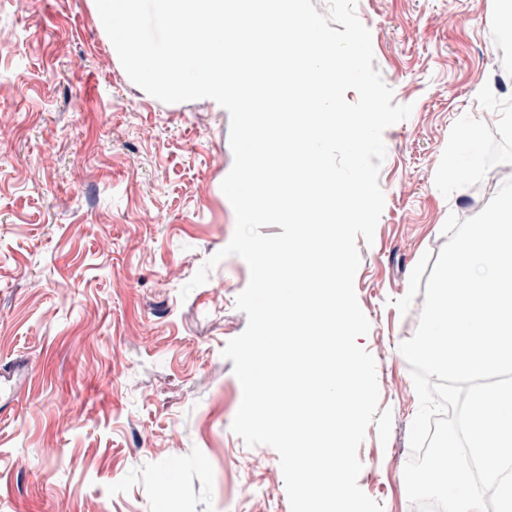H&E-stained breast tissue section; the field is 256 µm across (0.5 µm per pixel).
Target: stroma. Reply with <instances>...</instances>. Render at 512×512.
<instances>
[{"instance_id": "1", "label": "stroma", "mask_w": 512, "mask_h": 512, "mask_svg": "<svg viewBox=\"0 0 512 512\" xmlns=\"http://www.w3.org/2000/svg\"><path fill=\"white\" fill-rule=\"evenodd\" d=\"M373 69L410 117L383 133L385 206L358 240L379 406L358 485L410 512L404 469L419 401L398 350L415 333L448 214H478L512 167V64L498 0H357ZM230 117L166 104L126 74L91 0H0V367L29 373L0 418V512H291L279 456L231 429L242 400L222 355L247 317L221 190ZM471 141L479 164L448 179ZM71 284L60 293L57 282Z\"/></svg>"}]
</instances>
